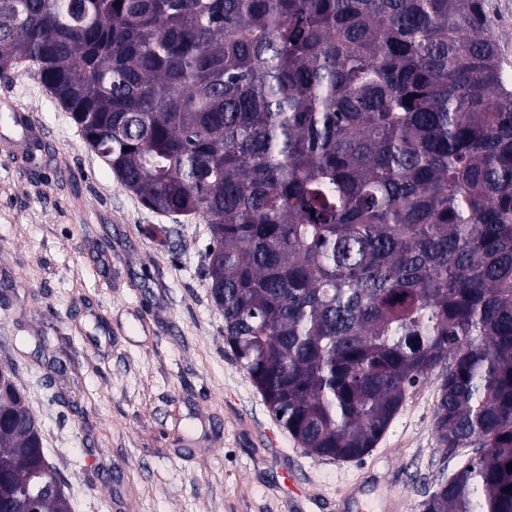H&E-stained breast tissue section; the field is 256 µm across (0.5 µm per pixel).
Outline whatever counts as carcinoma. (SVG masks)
Returning <instances> with one entry per match:
<instances>
[{
  "label": "carcinoma",
  "instance_id": "1",
  "mask_svg": "<svg viewBox=\"0 0 512 512\" xmlns=\"http://www.w3.org/2000/svg\"><path fill=\"white\" fill-rule=\"evenodd\" d=\"M120 183L209 224L224 346L318 457L438 380L475 456L423 512H512V74L484 0H0ZM0 512H71L0 368Z\"/></svg>",
  "mask_w": 512,
  "mask_h": 512
}]
</instances>
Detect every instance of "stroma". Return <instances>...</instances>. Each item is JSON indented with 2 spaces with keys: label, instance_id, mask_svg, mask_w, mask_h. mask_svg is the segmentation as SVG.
<instances>
[{
  "label": "stroma",
  "instance_id": "obj_1",
  "mask_svg": "<svg viewBox=\"0 0 512 512\" xmlns=\"http://www.w3.org/2000/svg\"><path fill=\"white\" fill-rule=\"evenodd\" d=\"M485 12L512 71V0ZM6 100L41 135L0 122V366L72 512H422L473 456L437 443L431 381L363 459L308 454L224 348L208 224L145 207L33 68L0 76ZM7 108L11 111L14 118V132L17 136L21 137L20 141L16 142L22 143L37 135V130L28 112L15 103L9 104Z\"/></svg>",
  "mask_w": 512,
  "mask_h": 512
}]
</instances>
